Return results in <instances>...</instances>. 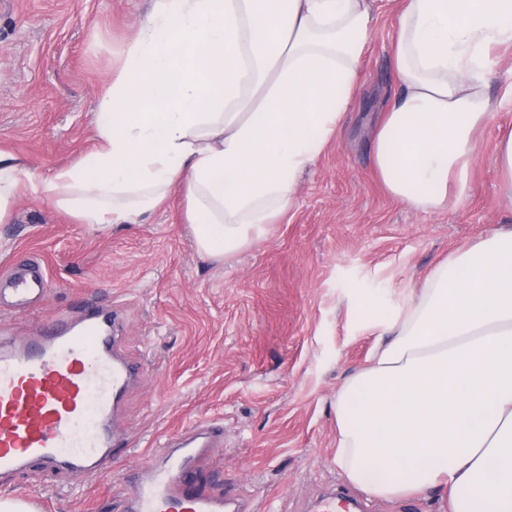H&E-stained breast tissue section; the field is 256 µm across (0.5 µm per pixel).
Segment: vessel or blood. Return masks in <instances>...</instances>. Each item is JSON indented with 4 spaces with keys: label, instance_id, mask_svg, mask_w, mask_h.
Here are the masks:
<instances>
[{
    "label": "vessel or blood",
    "instance_id": "b4317fda",
    "mask_svg": "<svg viewBox=\"0 0 512 512\" xmlns=\"http://www.w3.org/2000/svg\"><path fill=\"white\" fill-rule=\"evenodd\" d=\"M12 305L44 300L39 266L11 267L5 276ZM122 317L109 306L88 307L79 317H59L40 336L0 330V471L15 472L53 461L58 470L87 482L128 453L119 426L122 398L142 368L118 348ZM222 428L188 427L165 439L154 463L130 475L122 512H256L240 497L201 492L197 461L223 446Z\"/></svg>",
    "mask_w": 512,
    "mask_h": 512
}]
</instances>
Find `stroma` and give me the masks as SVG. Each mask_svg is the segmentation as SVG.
<instances>
[{
    "mask_svg": "<svg viewBox=\"0 0 512 512\" xmlns=\"http://www.w3.org/2000/svg\"><path fill=\"white\" fill-rule=\"evenodd\" d=\"M155 0H0V150L24 159L40 188L20 193L0 223V270L40 259L45 300L0 310L29 336L82 304L124 319L120 348L141 363L123 422L135 445L111 475L78 484L41 465L0 473V499L37 512H118L123 474L167 434L219 421L224 445L202 461L203 490L254 500L262 512H309L342 489L360 512H448L434 491L391 499L350 484L336 464V395L368 364L379 326L457 249L512 227L495 163L512 125V48L492 50L493 119L478 139L469 192L443 211L410 208L373 164V125L398 91L392 50L397 0L378 18L361 59L363 90L341 136L303 174L292 211L232 260L198 253L182 189L134 224H83L45 187L97 144L93 119Z\"/></svg>",
    "mask_w": 512,
    "mask_h": 512,
    "instance_id": "1",
    "label": "stroma"
}]
</instances>
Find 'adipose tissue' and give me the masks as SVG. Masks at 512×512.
<instances>
[{
	"label": "adipose tissue",
	"mask_w": 512,
	"mask_h": 512,
	"mask_svg": "<svg viewBox=\"0 0 512 512\" xmlns=\"http://www.w3.org/2000/svg\"><path fill=\"white\" fill-rule=\"evenodd\" d=\"M369 0H156L96 119L99 143L48 185L83 224H131L182 187L200 253L230 258L294 206L361 91ZM512 0H404L399 95L374 166L421 210L464 200ZM32 173L0 151V223ZM336 397V462L383 498L438 486L449 512H512V230L460 250L385 322Z\"/></svg>",
	"instance_id": "1"
}]
</instances>
